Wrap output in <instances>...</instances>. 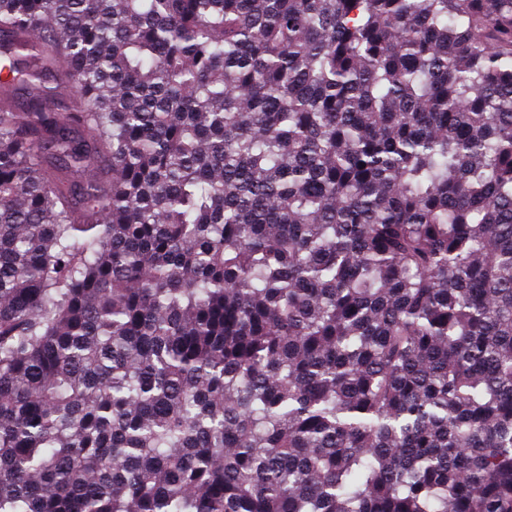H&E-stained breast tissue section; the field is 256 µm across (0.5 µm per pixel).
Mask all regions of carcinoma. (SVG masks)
<instances>
[{
    "mask_svg": "<svg viewBox=\"0 0 512 512\" xmlns=\"http://www.w3.org/2000/svg\"><path fill=\"white\" fill-rule=\"evenodd\" d=\"M0 512H512V0H0Z\"/></svg>",
    "mask_w": 512,
    "mask_h": 512,
    "instance_id": "1",
    "label": "carcinoma"
}]
</instances>
